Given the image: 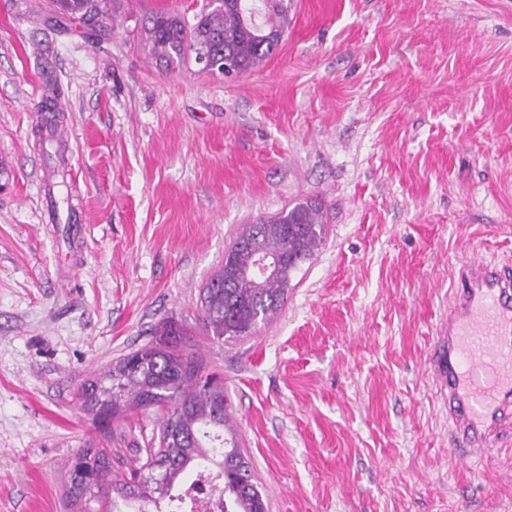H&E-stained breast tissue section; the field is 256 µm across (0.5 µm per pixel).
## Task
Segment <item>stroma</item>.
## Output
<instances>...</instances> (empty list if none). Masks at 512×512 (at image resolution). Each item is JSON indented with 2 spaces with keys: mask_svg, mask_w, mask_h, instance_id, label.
Here are the masks:
<instances>
[{
  "mask_svg": "<svg viewBox=\"0 0 512 512\" xmlns=\"http://www.w3.org/2000/svg\"><path fill=\"white\" fill-rule=\"evenodd\" d=\"M48 4L0 0V512H67L64 465L99 437L79 385L172 319L224 379L268 512H512V446L450 462L430 372L454 269L512 263V0H290L278 50L226 77L140 42L151 11L202 0H112L96 41ZM44 78L65 109L38 108ZM44 117L73 132V279L42 219ZM306 201L326 237L282 309L205 335L242 227ZM156 428L113 424L120 468Z\"/></svg>",
  "mask_w": 512,
  "mask_h": 512,
  "instance_id": "obj_1",
  "label": "stroma"
}]
</instances>
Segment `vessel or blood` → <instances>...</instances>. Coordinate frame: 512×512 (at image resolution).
I'll return each mask as SVG.
<instances>
[{
  "instance_id": "obj_1",
  "label": "vessel or blood",
  "mask_w": 512,
  "mask_h": 512,
  "mask_svg": "<svg viewBox=\"0 0 512 512\" xmlns=\"http://www.w3.org/2000/svg\"><path fill=\"white\" fill-rule=\"evenodd\" d=\"M439 335L434 380L451 455L473 464L512 435V264L462 262Z\"/></svg>"
}]
</instances>
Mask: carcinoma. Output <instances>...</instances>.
Instances as JSON below:
<instances>
[{
	"label": "carcinoma",
	"mask_w": 512,
	"mask_h": 512,
	"mask_svg": "<svg viewBox=\"0 0 512 512\" xmlns=\"http://www.w3.org/2000/svg\"><path fill=\"white\" fill-rule=\"evenodd\" d=\"M54 13L77 18L94 35L108 28L112 0H51ZM291 18L288 0H223L208 5L188 23L178 15L156 11L141 29L156 64L166 71L185 66L205 53L228 70L244 73L259 67L279 47ZM325 225L316 206L301 203L285 215L243 228L225 253L237 267L252 263L257 249L284 258L288 272L311 259L321 246ZM220 267L200 294L202 322L209 336L237 340L251 334L260 320L274 317L284 305L288 282L245 276L224 279ZM184 324L167 320L153 340L119 358L81 383L77 398L107 433L112 420L131 409L161 411L158 447L145 449L146 462L118 473L112 449L89 444L67 463L65 495L70 512H117L119 502H141L137 512L164 499L191 467L212 464L224 473V512H267L254 471L233 433L224 434L227 410L224 381L204 370L203 360L177 337Z\"/></svg>",
	"instance_id": "obj_1"
}]
</instances>
